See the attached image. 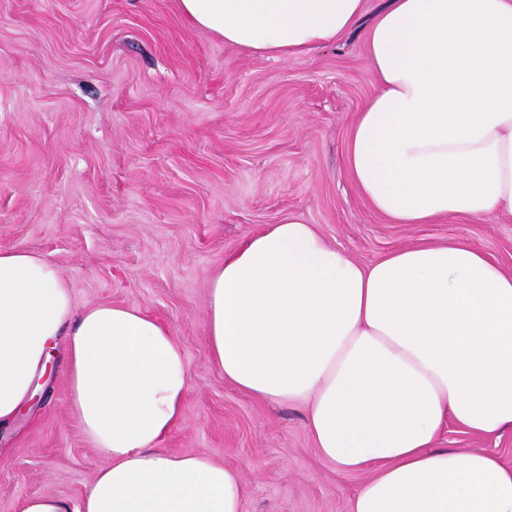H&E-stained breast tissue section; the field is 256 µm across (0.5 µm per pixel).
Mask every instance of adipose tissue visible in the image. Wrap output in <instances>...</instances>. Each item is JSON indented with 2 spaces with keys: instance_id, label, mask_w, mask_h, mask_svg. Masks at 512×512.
I'll use <instances>...</instances> for the list:
<instances>
[{
  "instance_id": "obj_1",
  "label": "adipose tissue",
  "mask_w": 512,
  "mask_h": 512,
  "mask_svg": "<svg viewBox=\"0 0 512 512\" xmlns=\"http://www.w3.org/2000/svg\"><path fill=\"white\" fill-rule=\"evenodd\" d=\"M184 18L266 58L340 42L365 0H179ZM379 81L346 164L394 224L512 215V0H387L366 38ZM208 345L226 381L307 407L320 455L374 469L351 512H512V466L440 448L442 426L512 429V273L460 239L363 265L291 214L225 257ZM65 339L70 408L107 460L79 503L20 512H242L236 469L159 446L189 390L185 353L140 309H77L39 254L0 250V427Z\"/></svg>"
}]
</instances>
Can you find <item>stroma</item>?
I'll return each mask as SVG.
<instances>
[{"label": "stroma", "mask_w": 512, "mask_h": 512, "mask_svg": "<svg viewBox=\"0 0 512 512\" xmlns=\"http://www.w3.org/2000/svg\"><path fill=\"white\" fill-rule=\"evenodd\" d=\"M266 59L191 26L178 0H0V249L56 265L77 308L136 307L183 347L190 389L160 446L240 473L243 512H350L372 473L319 454L298 404L225 382L207 341V288L225 256L290 214L370 264L462 238L512 271V218L393 224L354 186L346 142L378 89L367 28ZM31 410L0 428V512L34 495L79 502L106 460L69 409L65 351ZM441 448L497 452L512 431L448 424Z\"/></svg>", "instance_id": "35a3bbf8"}]
</instances>
